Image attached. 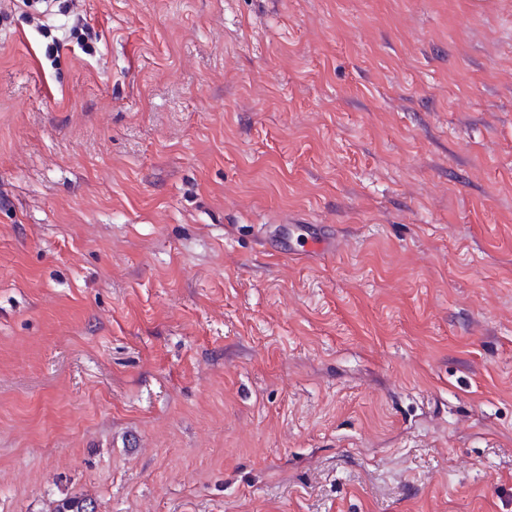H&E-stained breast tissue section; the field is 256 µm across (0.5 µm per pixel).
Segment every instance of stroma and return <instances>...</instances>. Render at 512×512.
Wrapping results in <instances>:
<instances>
[{
    "label": "stroma",
    "mask_w": 512,
    "mask_h": 512,
    "mask_svg": "<svg viewBox=\"0 0 512 512\" xmlns=\"http://www.w3.org/2000/svg\"><path fill=\"white\" fill-rule=\"evenodd\" d=\"M75 496L512 512V0H0V512ZM302 253L282 252L284 255H297L304 257H320L333 253L336 250V239L328 230L319 229L317 233L310 232L304 244Z\"/></svg>",
    "instance_id": "obj_1"
}]
</instances>
